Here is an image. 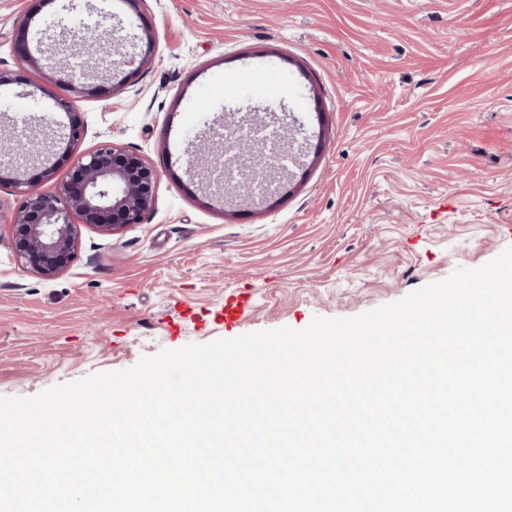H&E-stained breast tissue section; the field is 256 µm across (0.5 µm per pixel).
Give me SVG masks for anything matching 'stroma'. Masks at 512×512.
<instances>
[{
    "label": "stroma",
    "instance_id": "1",
    "mask_svg": "<svg viewBox=\"0 0 512 512\" xmlns=\"http://www.w3.org/2000/svg\"><path fill=\"white\" fill-rule=\"evenodd\" d=\"M0 0V134L66 123L16 46L108 28L124 63L73 47L48 64L83 150L121 145L160 173L142 223L82 229L43 280L0 230V396L33 397L144 356L354 317L512 247V0ZM151 42H144V33ZM148 65H140L143 53ZM279 77L276 99L226 79ZM80 77L81 93L69 92ZM287 132V174L254 204L202 193L185 166L203 132ZM250 308L224 325V300Z\"/></svg>",
    "mask_w": 512,
    "mask_h": 512
}]
</instances>
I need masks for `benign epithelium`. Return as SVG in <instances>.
I'll return each instance as SVG.
<instances>
[{"instance_id": "7a95c632", "label": "benign epithelium", "mask_w": 512, "mask_h": 512, "mask_svg": "<svg viewBox=\"0 0 512 512\" xmlns=\"http://www.w3.org/2000/svg\"><path fill=\"white\" fill-rule=\"evenodd\" d=\"M77 42L90 57L98 54L100 37L93 30ZM44 78L43 95L54 100L68 123L61 131H44L26 142L0 145V184L9 183L19 197L16 208L0 209V224L9 228L15 259L44 280H52L67 267L86 224L106 236L131 224L142 223L155 200L158 171L137 154L107 143L77 152L84 123L71 102L53 90ZM73 158L65 179L52 192L36 189L35 180L54 177L58 154Z\"/></svg>"}]
</instances>
